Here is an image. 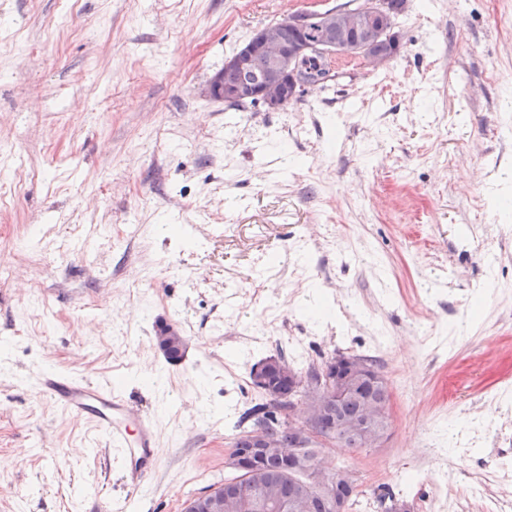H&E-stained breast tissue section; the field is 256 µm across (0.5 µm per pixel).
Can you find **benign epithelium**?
<instances>
[{
	"instance_id": "benign-epithelium-1",
	"label": "benign epithelium",
	"mask_w": 512,
	"mask_h": 512,
	"mask_svg": "<svg viewBox=\"0 0 512 512\" xmlns=\"http://www.w3.org/2000/svg\"><path fill=\"white\" fill-rule=\"evenodd\" d=\"M401 9L395 0H352L350 4L326 10L307 9L288 15V24L299 37L283 40L279 25L273 23L256 30L231 56L224 67L240 72L235 84L224 83V71H218L210 82L212 95L230 102H248L268 110H279L299 99L306 87L332 79V64L339 58L358 59L373 67L388 64L392 56L378 50V43L390 40L400 44L394 31V14ZM318 68L308 67L310 60ZM157 348L163 355L179 360L184 356L187 339L174 323L158 327ZM318 380L302 377L288 363L277 357L256 367L252 376L257 388L268 393L269 400H279L281 392L268 385L273 375L286 377L303 399L288 405V427L295 444L304 447L321 441L320 431L328 428L327 419L335 409L360 389L369 387L381 397L366 401L357 419L346 420L341 429L355 439L354 446L379 448L389 437L390 422L384 395L388 388L383 376L354 356H334L321 367ZM270 452L286 459V467L303 469L309 474L310 488L290 498L287 512H309L311 497L326 498L333 512H345L353 484L341 470H323L300 460L291 449L283 448L264 429H255L248 436V447L228 457L227 465L240 472L254 471V463ZM246 502L237 487L224 492L208 493L199 512H245Z\"/></svg>"
}]
</instances>
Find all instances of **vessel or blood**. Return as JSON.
Returning a JSON list of instances; mask_svg holds the SVG:
<instances>
[{
  "mask_svg": "<svg viewBox=\"0 0 512 512\" xmlns=\"http://www.w3.org/2000/svg\"><path fill=\"white\" fill-rule=\"evenodd\" d=\"M40 387L63 409L93 423L118 455L124 477L132 489L148 486L157 462L152 417L129 419L124 396L107 381L93 384L51 373L41 378Z\"/></svg>",
  "mask_w": 512,
  "mask_h": 512,
  "instance_id": "vessel-or-blood-1",
  "label": "vessel or blood"
}]
</instances>
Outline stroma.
<instances>
[{
    "label": "stroma",
    "instance_id": "1",
    "mask_svg": "<svg viewBox=\"0 0 512 512\" xmlns=\"http://www.w3.org/2000/svg\"><path fill=\"white\" fill-rule=\"evenodd\" d=\"M343 2L0 0V512H184L234 478L251 369L290 336L301 371L373 357L390 391L383 447L319 452L348 512H481L469 485L512 462L483 406L512 417V195L487 192L512 185V0H406L388 65L337 60L282 110L210 94L254 31ZM50 372L154 417L146 489ZM155 343L164 356H172L177 360L184 356L187 348L186 336L174 323H165L158 327Z\"/></svg>",
    "mask_w": 512,
    "mask_h": 512
}]
</instances>
